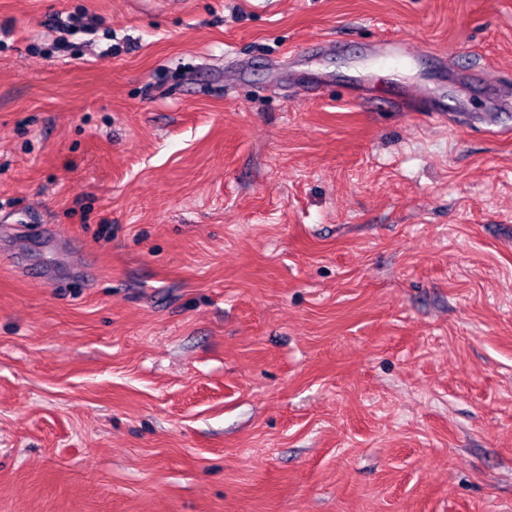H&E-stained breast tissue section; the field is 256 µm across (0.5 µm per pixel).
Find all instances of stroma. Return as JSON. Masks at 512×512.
Instances as JSON below:
<instances>
[{
    "mask_svg": "<svg viewBox=\"0 0 512 512\" xmlns=\"http://www.w3.org/2000/svg\"><path fill=\"white\" fill-rule=\"evenodd\" d=\"M497 97L512 0H0V512H512ZM63 13L57 15L53 21V25L58 30L60 38L58 41L64 40V36L66 34H76V33H85V34H93L95 33V28L85 26L83 24V14L81 13H68L65 18L62 16ZM371 52L373 55L382 56L393 62H397L408 53L404 42L395 37H386L382 39L373 47Z\"/></svg>",
    "mask_w": 512,
    "mask_h": 512,
    "instance_id": "35a3bbf8",
    "label": "stroma"
}]
</instances>
